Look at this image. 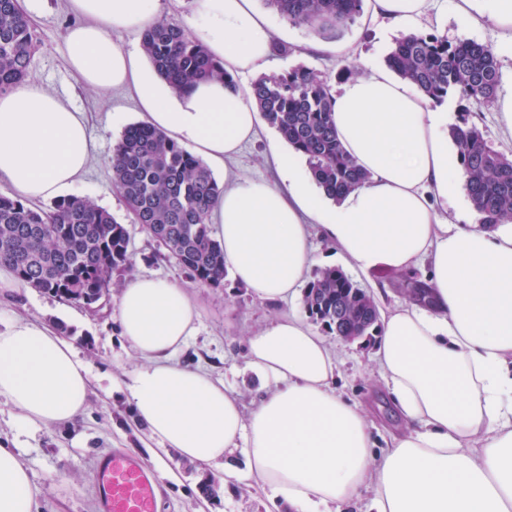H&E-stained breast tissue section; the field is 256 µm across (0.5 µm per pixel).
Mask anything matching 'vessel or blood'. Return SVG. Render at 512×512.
Returning <instances> with one entry per match:
<instances>
[{
	"mask_svg": "<svg viewBox=\"0 0 512 512\" xmlns=\"http://www.w3.org/2000/svg\"><path fill=\"white\" fill-rule=\"evenodd\" d=\"M99 512H155L161 494L152 469L133 453L117 448L93 472Z\"/></svg>",
	"mask_w": 512,
	"mask_h": 512,
	"instance_id": "vessel-or-blood-1",
	"label": "vessel or blood"
}]
</instances>
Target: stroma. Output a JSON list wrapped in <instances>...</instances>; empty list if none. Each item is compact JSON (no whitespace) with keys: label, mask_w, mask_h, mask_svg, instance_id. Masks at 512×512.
<instances>
[{"label":"stroma","mask_w":512,"mask_h":512,"mask_svg":"<svg viewBox=\"0 0 512 512\" xmlns=\"http://www.w3.org/2000/svg\"><path fill=\"white\" fill-rule=\"evenodd\" d=\"M264 13L276 32L271 70L303 67L330 79L346 65L355 66L361 75L371 67L385 66L391 46L405 33L402 27L369 23L360 16L339 39L346 47L345 53H314L308 49L310 30L289 23L272 8H265ZM73 21L65 0H46L43 16L34 21L41 46L32 60L30 76L46 88L66 94L74 107L85 112L98 145L96 158L77 184L75 194L93 199L128 225L134 273L174 281L196 302L200 312L196 330L176 353V361L224 380L240 393L244 407H251L259 383L244 370V339L265 326L278 308L304 313V298L296 296L280 307L258 300L229 278L223 287L211 288L194 282L187 270L159 257L156 243L132 224L112 187L109 166L115 141L127 126L140 120L138 104L125 92L102 97L83 87L70 72L65 36ZM422 30L451 42L469 40L491 45L500 64L496 94L499 98L512 93V50L505 48L504 35L497 27L467 25L457 15L456 0H432ZM277 137L274 128L261 124L255 140L241 148L230 169L246 178L279 183V172L268 151L269 141ZM10 320H37L55 329L63 328L64 338L90 367L88 408L74 424H25L18 410L0 399V442L18 449L41 486L40 512H99L92 481L94 461L115 448L134 453L154 470L162 486L158 512H270L272 505L265 493L243 484L226 488L213 483V494L203 496L201 484L212 483L209 471L163 451L146 428L133 421L125 386L144 360L119 334L117 293H110L103 307L92 313L26 286L13 298L0 302V323ZM332 342L339 360L338 391L364 403L381 439L401 431L403 422L382 390L372 360L376 336L353 341L336 336Z\"/></svg>","instance_id":"stroma-1"}]
</instances>
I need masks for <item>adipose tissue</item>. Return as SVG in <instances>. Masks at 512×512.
Instances as JSON below:
<instances>
[{"label":"adipose tissue","mask_w":512,"mask_h":512,"mask_svg":"<svg viewBox=\"0 0 512 512\" xmlns=\"http://www.w3.org/2000/svg\"><path fill=\"white\" fill-rule=\"evenodd\" d=\"M371 20L419 24L427 0H368ZM70 70L100 93L133 91L144 123L223 167L256 134L249 90L210 80L178 93L144 56L112 41L159 19L157 0H66ZM467 22L512 36V0H457ZM195 39L229 74L260 70L275 31L254 0H195ZM336 135L367 181L339 203L271 143L281 185L224 175L209 213L233 280L263 301L296 295L314 264L320 226L348 267L395 272L429 260L433 303L379 309L375 361L408 433L378 447L361 405L334 382L337 353L302 317L279 311L246 339L245 368L263 397L243 411L234 389L181 365L199 311L186 288L135 275L121 287L122 337L145 360L127 387L136 420L222 483L266 492L275 512H342L371 489L372 512H512V224L453 227L448 113L390 71L375 69L333 94ZM97 152L85 116L29 79L0 95V185L21 201L71 194ZM90 373L68 341L34 321L0 327V398L29 425L75 423ZM243 455L245 464L233 459ZM41 495L14 450L0 446V512H37Z\"/></svg>","instance_id":"obj_1"}]
</instances>
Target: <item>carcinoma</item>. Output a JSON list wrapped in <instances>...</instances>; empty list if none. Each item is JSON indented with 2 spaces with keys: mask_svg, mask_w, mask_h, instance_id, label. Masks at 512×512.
<instances>
[{
  "mask_svg": "<svg viewBox=\"0 0 512 512\" xmlns=\"http://www.w3.org/2000/svg\"><path fill=\"white\" fill-rule=\"evenodd\" d=\"M292 24L334 40L361 14L363 0H264ZM36 30L14 0H0V94L29 74L39 49ZM141 46L157 75L181 91L210 78L231 88L205 46L166 19L144 30ZM389 67L432 102L456 96L463 111L479 112L495 98L499 61L492 46L451 43L433 34L411 33L394 42ZM251 94L266 123L293 150L306 157L313 178L333 199L342 200L367 175L339 142L332 118L330 82L307 69L264 74ZM464 189L486 226L512 222V159L494 150L484 132L466 121L451 127ZM112 187L123 198L133 223L156 244L159 256L174 260L194 281L224 287V248L207 217L223 191L212 171L161 130L138 123L113 144ZM131 235L90 198H64L35 208L0 194V266L11 268L23 284L68 303H86L110 290L112 278L132 266ZM404 294L425 301L423 281L398 279ZM373 298L342 270H319L304 291L309 316L330 332L375 326L362 317Z\"/></svg>",
  "mask_w": 512,
  "mask_h": 512,
  "instance_id": "cac0c4a2",
  "label": "carcinoma"
}]
</instances>
